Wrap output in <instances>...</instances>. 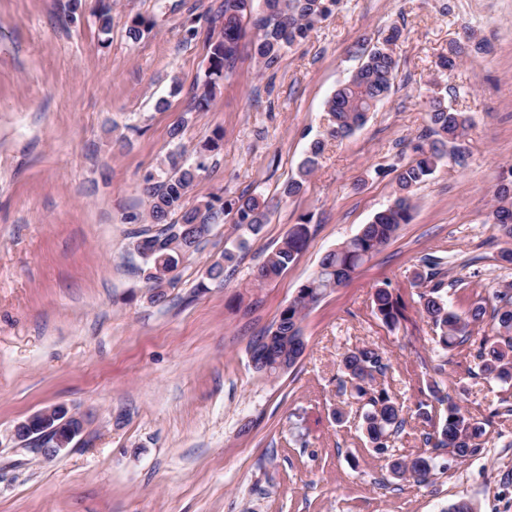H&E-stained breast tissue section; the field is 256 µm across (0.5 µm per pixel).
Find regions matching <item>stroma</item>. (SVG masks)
<instances>
[{
  "mask_svg": "<svg viewBox=\"0 0 512 512\" xmlns=\"http://www.w3.org/2000/svg\"><path fill=\"white\" fill-rule=\"evenodd\" d=\"M0 0V512H512V387L487 378L476 342L449 351L422 312L414 275L438 260L457 310L512 289L501 258L512 239L490 217L512 170V0H341L335 14L261 68L242 44L232 75L206 109L205 30L224 0ZM153 27L131 39L136 15ZM399 69L366 124L328 141L301 193L281 188L328 127L325 102L358 61L357 44L390 26ZM453 70L440 67L450 46ZM468 113L463 157L444 159L415 188L410 223L351 279L306 313V350L288 371L257 373L250 346L317 270L322 257L387 207L415 156L431 89ZM189 204L257 195L267 224L250 233L219 215L182 260L165 302L132 242L149 228L144 175L183 146L187 161L215 130ZM309 240L276 280L254 275L290 228ZM238 259L223 283L208 266L226 247ZM390 285L404 304L389 328L372 294ZM370 344L388 368L377 386L408 424L385 453L362 434L340 369ZM439 384L483 424L479 452L435 459L429 483L395 478L391 460L424 452L422 403ZM63 404L88 417L83 438L46 460L15 440V425ZM347 417L336 422L334 409Z\"/></svg>",
  "mask_w": 512,
  "mask_h": 512,
  "instance_id": "35a3bbf8",
  "label": "stroma"
}]
</instances>
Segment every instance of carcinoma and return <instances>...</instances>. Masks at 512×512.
<instances>
[{"mask_svg":"<svg viewBox=\"0 0 512 512\" xmlns=\"http://www.w3.org/2000/svg\"><path fill=\"white\" fill-rule=\"evenodd\" d=\"M269 10L256 19L258 32L253 35L252 48L258 62L266 68L275 67L285 51L304 40L319 23L327 20L336 10L340 0H269ZM254 0H224V9L217 16L222 21L218 38L206 34L209 50V66L204 91L198 97V105L207 104L218 82L229 76L237 59L239 42L246 34L244 20L253 13ZM398 29L393 27L380 40H368L358 45L356 54L360 65L349 79L336 88L326 102L330 114L327 135L346 138L360 129L368 114L376 111L379 104L390 94L399 68L393 51ZM427 124L415 146L417 157L402 166L396 176L398 191L394 201L376 212L371 221L362 226L353 237L336 249L327 252L312 278L303 283L296 297L285 306L277 321L261 336L265 343L252 344L253 368L272 376L296 364L305 347L294 343L302 335L301 321L304 311L316 304L328 292L341 286L373 255L378 253L396 234L399 227L412 218L413 188L432 175L447 157L445 147L457 148L458 143L472 126L467 113L448 105L445 96L433 91L426 100ZM223 133L217 132L208 139L200 151V161L194 165L184 162V152H170L156 173L144 176L145 192L151 200L149 216L159 226L157 232L148 230L136 235V249L144 260L142 272L150 284L151 300L163 302L167 289L177 281L176 271L182 256L195 248L212 229L217 215L215 208L235 213L236 223L246 225L257 234L268 221V205L256 196L241 195L225 200L221 196L194 206L187 205L190 188L205 169V153L220 148ZM325 141H314L298 168L297 177L289 179L282 194L294 196L312 175L318 158L324 151ZM497 205L491 212L494 224L507 237L512 238V168L509 178L502 180L496 189ZM308 218L288 231L282 244L258 268L255 282L259 285L277 278L293 263L305 248L308 240ZM236 260L231 249H224L222 259L206 270L209 280H224V270ZM439 286L420 295L423 312L439 328L437 343L442 350L454 348L470 340V327L484 322L490 316L496 335L483 337L475 358L482 373L502 384L512 383V292L506 290L497 295L498 305L487 311L483 304H474L457 311L439 294ZM375 314L388 327H395L403 317L402 303L391 289L379 287L373 293ZM341 369L358 398L366 400L361 429L368 444L379 452L387 449L392 433L403 429L406 419L403 407L384 388L376 389V375L384 373L386 364L381 352L370 345H362L347 351L341 360ZM433 397L445 406L444 414L435 417L424 403L419 404L417 417L433 428L423 435L424 444L434 451H446L456 459L464 460L474 455L478 448L475 439L483 430L482 423L462 412L448 401L438 383L430 386ZM394 475L411 479L417 484L429 481L434 470L433 456L423 452L410 459H397L390 464Z\"/></svg>","mask_w":512,"mask_h":512,"instance_id":"carcinoma-1","label":"carcinoma"}]
</instances>
